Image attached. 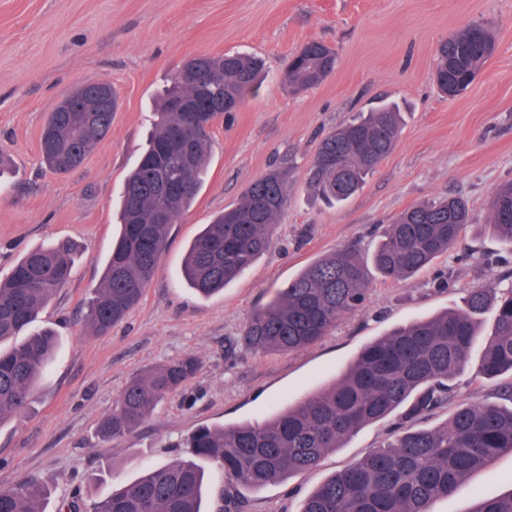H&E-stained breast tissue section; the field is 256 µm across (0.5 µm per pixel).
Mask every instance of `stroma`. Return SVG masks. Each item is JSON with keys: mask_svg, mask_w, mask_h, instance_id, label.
Segmentation results:
<instances>
[{"mask_svg": "<svg viewBox=\"0 0 512 512\" xmlns=\"http://www.w3.org/2000/svg\"><path fill=\"white\" fill-rule=\"evenodd\" d=\"M491 22L496 50L467 92L434 83L438 43L473 21ZM333 46L336 68L319 86H283L286 59L305 43ZM240 51L266 77L211 132L206 181L168 233L160 268L141 301L110 332L86 328L87 303L112 251L115 203L152 130L160 91L181 61ZM108 80L119 108L85 165L46 169L39 139L52 106L76 86ZM397 103L402 129L392 152L350 201L331 206L309 188L321 139L341 121ZM0 277L28 250L62 241L78 248L71 282L38 315L53 330L55 360L26 414L0 424V486L24 477L48 490L46 512L87 504L143 470L186 458L178 443L200 426L267 419L329 385L361 349L392 329L457 307L489 281L512 287V248L488 230V200L512 182V0H0ZM288 174L289 203L268 250L223 293L204 298L183 281L184 248L270 169ZM465 199L472 223L458 248L396 283L370 270L366 305L344 314L316 344L255 354L238 345L245 323L296 273L342 247L370 259L386 224L408 206ZM201 371L134 433L96 435L128 379L184 355ZM473 350L455 383L472 404L512 406L481 378ZM397 416L370 424L311 470L243 490L246 512H300L335 473L386 442ZM512 490V453L474 473L432 512H474L479 498Z\"/></svg>", "mask_w": 512, "mask_h": 512, "instance_id": "1", "label": "stroma"}]
</instances>
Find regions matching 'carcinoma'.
<instances>
[{
    "label": "carcinoma",
    "mask_w": 512,
    "mask_h": 512,
    "mask_svg": "<svg viewBox=\"0 0 512 512\" xmlns=\"http://www.w3.org/2000/svg\"><path fill=\"white\" fill-rule=\"evenodd\" d=\"M496 47L491 23L474 22L442 40L433 73L448 98L463 94ZM200 78L176 69L158 96L154 130L126 177L118 207L119 236L112 248L86 323L102 332L121 321L141 299L167 247L168 230L196 200L203 184L212 123L217 113L188 120L177 102L217 103L235 111L258 84L261 62L246 54L194 57ZM336 67L328 45L310 41L293 53L282 72L295 92L321 84ZM118 96L107 81L85 83L67 107L49 112L40 150L60 175L79 169L112 128ZM401 131L392 104L341 122L321 140L307 183L331 204L362 190ZM178 200L164 220L156 219L168 191L180 182ZM288 205V182L272 170L255 180L239 202L224 209L188 245L182 275L202 297H210L245 272L268 248L276 217ZM494 235L512 248V182L488 203ZM471 223L468 204L448 196L416 203L387 225L372 262L386 279L404 282L439 254L454 249ZM75 250L68 244L27 251L0 279V343L25 335L53 295L71 279ZM369 274L360 254L345 248L306 266L259 309L243 328L240 345L254 353H293L325 336L344 314L364 307ZM490 312L494 328L482 353L481 376L512 377V288L494 284L468 291L462 304L410 322L367 345L328 388L257 424L201 426L179 447L191 458L147 469L108 496L74 512H203L204 469L224 472L227 486L219 512H244L238 491L277 483L317 465L323 455L363 427L399 411L405 423L450 405L448 421L436 429L405 431L385 447L318 486L300 512H431L472 472L499 453L512 452V408L457 400L452 379L466 366L479 318ZM56 347L45 330L7 350L0 349V424L21 417L33 402ZM199 371L194 356L172 359L133 376L117 395L97 433L118 438L132 433L168 394ZM46 488L36 480L0 486V512H45ZM473 512H512V491L483 497Z\"/></svg>",
    "instance_id": "1"
}]
</instances>
